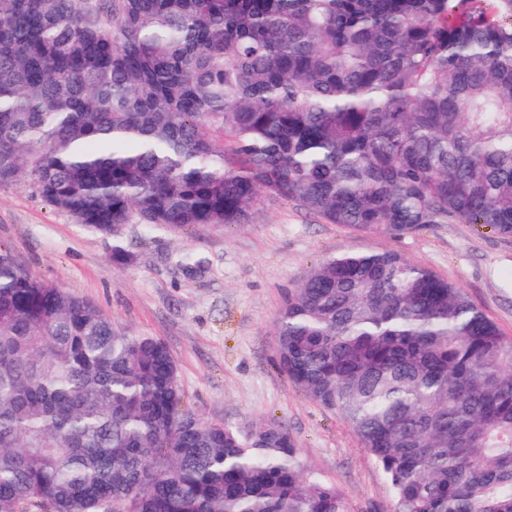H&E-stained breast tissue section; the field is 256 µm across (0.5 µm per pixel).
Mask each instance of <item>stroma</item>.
Masks as SVG:
<instances>
[{
  "label": "stroma",
  "mask_w": 512,
  "mask_h": 512,
  "mask_svg": "<svg viewBox=\"0 0 512 512\" xmlns=\"http://www.w3.org/2000/svg\"><path fill=\"white\" fill-rule=\"evenodd\" d=\"M89 231L28 185L0 186V244L33 277L82 296L115 325L163 341L189 407L246 431L285 425L304 464L336 484L350 512H390L389 482L338 415L308 399L274 350L279 312L314 265L353 247L392 251L456 284L512 338V238L476 224H433L404 236H361L292 202L267 203L256 223L182 233Z\"/></svg>",
  "instance_id": "35a3bbf8"
}]
</instances>
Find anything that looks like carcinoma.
Returning <instances> with one entry per match:
<instances>
[{"label": "carcinoma", "instance_id": "carcinoma-1", "mask_svg": "<svg viewBox=\"0 0 512 512\" xmlns=\"http://www.w3.org/2000/svg\"><path fill=\"white\" fill-rule=\"evenodd\" d=\"M117 240L296 201L363 235L512 237V0H0V186ZM392 512H512V339L357 247L275 330ZM160 339L0 246V512H348L288 429L198 417Z\"/></svg>", "mask_w": 512, "mask_h": 512}]
</instances>
